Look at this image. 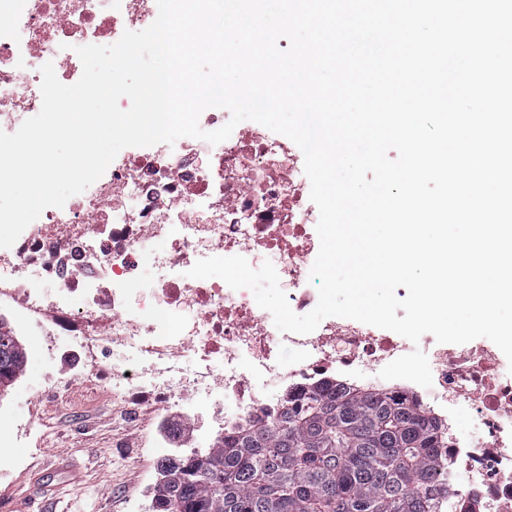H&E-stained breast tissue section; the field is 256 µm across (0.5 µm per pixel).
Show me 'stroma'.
<instances>
[{
	"label": "stroma",
	"mask_w": 512,
	"mask_h": 512,
	"mask_svg": "<svg viewBox=\"0 0 512 512\" xmlns=\"http://www.w3.org/2000/svg\"><path fill=\"white\" fill-rule=\"evenodd\" d=\"M0 326L25 353L0 390V512H147L160 481L150 450L160 415L120 421L116 404L80 381L70 397H46L48 377L73 374L74 343L47 347L36 323L3 309Z\"/></svg>",
	"instance_id": "1"
}]
</instances>
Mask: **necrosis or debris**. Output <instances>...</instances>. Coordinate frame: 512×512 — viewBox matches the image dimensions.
<instances>
[{"instance_id":"obj_1","label":"necrosis or debris","mask_w":512,"mask_h":512,"mask_svg":"<svg viewBox=\"0 0 512 512\" xmlns=\"http://www.w3.org/2000/svg\"><path fill=\"white\" fill-rule=\"evenodd\" d=\"M156 0H0V129L15 132L42 104L40 69L53 63L76 83V47L115 43L156 19ZM301 150L262 126L235 127L212 145L195 138L133 148L64 207H50L9 248H0V306L67 336L85 354L79 380L106 390L126 420L141 411L207 413L215 424L166 447L191 455L225 432L279 408L283 396L333 381L354 387L416 390L379 371L408 353L406 338L355 320L330 317L308 334L277 330L250 290L186 272L202 258L240 255L252 267L272 261L289 304L310 312L309 279L319 250ZM162 242L147 250V240ZM163 276L140 289L142 256ZM84 298L82 308L72 295ZM433 384L423 399L454 417L473 412L475 431L450 434L444 453L456 476L449 512H512V374L496 347L473 340L448 347L423 335ZM137 350V364L99 361L114 347Z\"/></svg>"}]
</instances>
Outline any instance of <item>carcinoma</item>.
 <instances>
[{
  "label": "carcinoma",
  "instance_id": "1",
  "mask_svg": "<svg viewBox=\"0 0 512 512\" xmlns=\"http://www.w3.org/2000/svg\"><path fill=\"white\" fill-rule=\"evenodd\" d=\"M0 346L24 353L0 329ZM448 422L413 393L334 383L290 394L211 454L161 463L154 512H443Z\"/></svg>",
  "mask_w": 512,
  "mask_h": 512
}]
</instances>
